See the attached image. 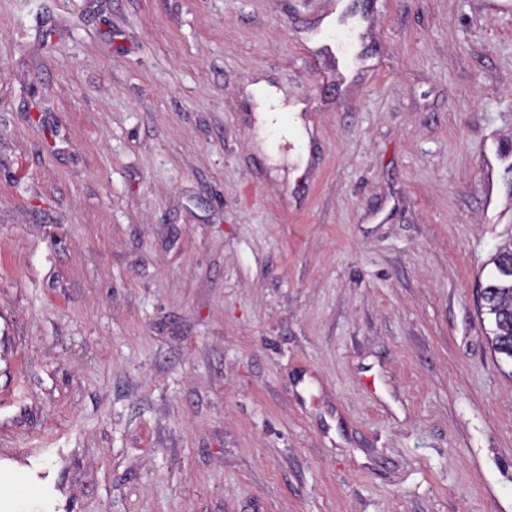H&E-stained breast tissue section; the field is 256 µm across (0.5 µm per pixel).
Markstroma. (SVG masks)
Returning <instances> with one entry per match:
<instances>
[{"mask_svg":"<svg viewBox=\"0 0 512 512\" xmlns=\"http://www.w3.org/2000/svg\"><path fill=\"white\" fill-rule=\"evenodd\" d=\"M494 3L0 0V512H512ZM280 100V95L273 89H266L261 93L259 97L260 106L258 109L261 133L270 128H278L286 140L294 139L297 137L298 132L290 128L288 125H283L281 123V114L282 112H288V106L285 108H277ZM271 105L276 106V110H271ZM274 119H277V121L272 123ZM491 263L493 270L482 288L480 315L488 322L486 334L498 366L512 379V241L498 249Z\"/></svg>","mask_w":512,"mask_h":512,"instance_id":"stroma-1","label":"stroma"}]
</instances>
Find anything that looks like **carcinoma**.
Returning <instances> with one entry per match:
<instances>
[{"instance_id":"obj_1","label":"carcinoma","mask_w":512,"mask_h":512,"mask_svg":"<svg viewBox=\"0 0 512 512\" xmlns=\"http://www.w3.org/2000/svg\"><path fill=\"white\" fill-rule=\"evenodd\" d=\"M491 263L480 315L488 322L486 334L500 370L512 378V241L498 249Z\"/></svg>"}]
</instances>
